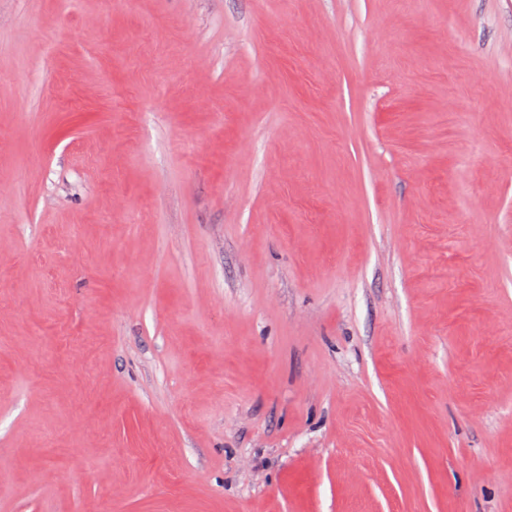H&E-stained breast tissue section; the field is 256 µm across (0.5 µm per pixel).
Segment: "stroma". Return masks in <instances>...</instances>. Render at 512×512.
<instances>
[{
	"mask_svg": "<svg viewBox=\"0 0 512 512\" xmlns=\"http://www.w3.org/2000/svg\"><path fill=\"white\" fill-rule=\"evenodd\" d=\"M0 512H512V0H0Z\"/></svg>",
	"mask_w": 512,
	"mask_h": 512,
	"instance_id": "stroma-1",
	"label": "stroma"
}]
</instances>
